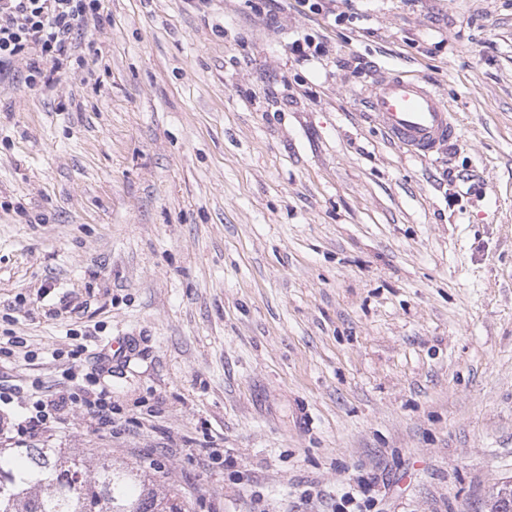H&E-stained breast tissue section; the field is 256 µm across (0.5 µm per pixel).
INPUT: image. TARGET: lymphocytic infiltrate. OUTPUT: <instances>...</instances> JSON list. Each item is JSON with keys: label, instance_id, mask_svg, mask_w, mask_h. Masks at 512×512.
Masks as SVG:
<instances>
[{"label": "lymphocytic infiltrate", "instance_id": "1", "mask_svg": "<svg viewBox=\"0 0 512 512\" xmlns=\"http://www.w3.org/2000/svg\"><path fill=\"white\" fill-rule=\"evenodd\" d=\"M102 0H0V84L18 82L32 89L58 84L69 58L78 49L97 56L93 43L78 45L75 34L109 23ZM16 432L33 438L58 422L64 409L85 408L92 422L100 426L112 422V398L100 391L94 398L77 391L53 395L29 393Z\"/></svg>", "mask_w": 512, "mask_h": 512}]
</instances>
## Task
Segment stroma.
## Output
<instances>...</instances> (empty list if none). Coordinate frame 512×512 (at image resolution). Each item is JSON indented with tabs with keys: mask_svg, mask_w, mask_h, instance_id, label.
Returning <instances> with one entry per match:
<instances>
[{
	"mask_svg": "<svg viewBox=\"0 0 512 512\" xmlns=\"http://www.w3.org/2000/svg\"><path fill=\"white\" fill-rule=\"evenodd\" d=\"M103 60L0 88V381L84 410L0 448L151 464L187 512H487L512 480V0H104ZM323 56L297 59L298 38ZM460 128L415 159L373 65ZM359 99L370 121L416 157L442 154L458 140L460 130L447 103L422 77L401 70H375ZM32 387H36L33 382ZM34 390L35 392L27 395L26 406L20 407L22 409L19 415L20 420L15 424L16 432L20 436L33 438L42 435L50 429L47 424L59 423L58 420L65 408H72L79 404L85 408L92 422L100 426H112V396L103 388L92 399L80 397L79 392H83L82 387L69 392L60 391L55 395H43L38 393V389Z\"/></svg>",
	"mask_w": 512,
	"mask_h": 512,
	"instance_id": "1",
	"label": "stroma"
}]
</instances>
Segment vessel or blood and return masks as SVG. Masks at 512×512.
I'll return each mask as SVG.
<instances>
[{
  "instance_id": "1",
  "label": "vessel or blood",
  "mask_w": 512,
  "mask_h": 512,
  "mask_svg": "<svg viewBox=\"0 0 512 512\" xmlns=\"http://www.w3.org/2000/svg\"><path fill=\"white\" fill-rule=\"evenodd\" d=\"M361 100L367 119L411 155L444 153L459 138L447 103L422 77L396 69L375 71Z\"/></svg>"
}]
</instances>
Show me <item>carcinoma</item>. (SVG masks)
Instances as JSON below:
<instances>
[{
    "instance_id": "cac0c4a2",
    "label": "carcinoma",
    "mask_w": 512,
    "mask_h": 512,
    "mask_svg": "<svg viewBox=\"0 0 512 512\" xmlns=\"http://www.w3.org/2000/svg\"><path fill=\"white\" fill-rule=\"evenodd\" d=\"M26 458L0 453V512H185L179 493L158 491L140 464L91 465L60 448H28Z\"/></svg>"
}]
</instances>
